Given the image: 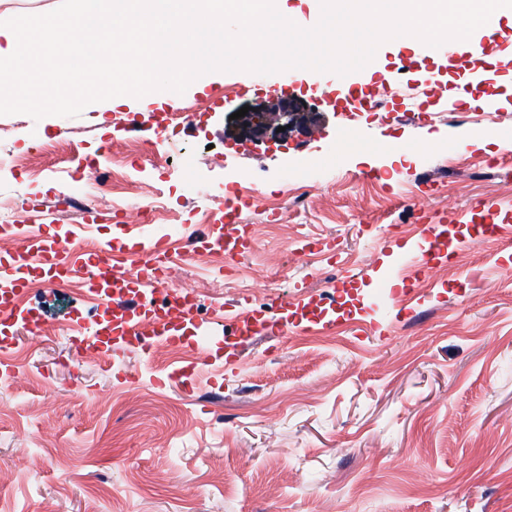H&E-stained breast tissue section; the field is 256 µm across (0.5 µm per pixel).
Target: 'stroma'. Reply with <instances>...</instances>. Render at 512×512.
I'll return each mask as SVG.
<instances>
[{
	"label": "stroma",
	"instance_id": "stroma-1",
	"mask_svg": "<svg viewBox=\"0 0 512 512\" xmlns=\"http://www.w3.org/2000/svg\"><path fill=\"white\" fill-rule=\"evenodd\" d=\"M484 53L479 76L467 53L390 40L361 71L320 83L303 69L213 72L171 103L0 115V206L63 236L74 227L66 198L82 200L97 215L85 239L131 273L136 240L119 226L142 214L89 187L114 165L143 199L165 198L172 219L159 230L172 241L204 234L203 210L223 216L233 177L278 203L274 215L241 211L253 233L244 278L205 254L173 257L168 284L194 291V323L229 334L236 315L272 301L335 297L320 323L239 339L228 366L223 336L203 360L181 344L177 363L159 345L77 351L111 310L24 294L36 319L13 321L22 357L0 364L14 375L0 385V512H512L511 19ZM429 72L432 95L416 108L396 100L383 119L350 94ZM285 95L297 102L288 138L243 141L235 112L279 124ZM174 111L192 118L172 125ZM142 112L160 133L129 131L125 116ZM55 139L78 159L43 153ZM476 164L494 177L471 175ZM303 185L306 213L294 206ZM491 202L496 235L485 231ZM448 208L459 213L448 258L382 295L395 257L419 251L424 225Z\"/></svg>",
	"mask_w": 512,
	"mask_h": 512
}]
</instances>
